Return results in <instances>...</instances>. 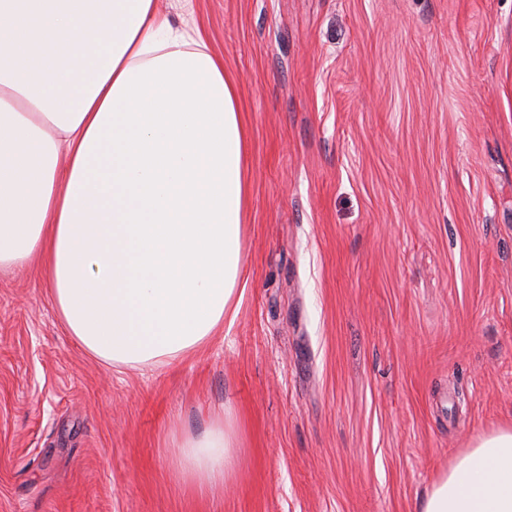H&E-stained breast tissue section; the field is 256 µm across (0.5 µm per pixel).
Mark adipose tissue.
Segmentation results:
<instances>
[{
  "mask_svg": "<svg viewBox=\"0 0 512 512\" xmlns=\"http://www.w3.org/2000/svg\"><path fill=\"white\" fill-rule=\"evenodd\" d=\"M0 269L41 259L70 336L107 365L204 345L240 274L236 85L165 0H0ZM223 422L178 445L226 475ZM420 512H512V427L480 436Z\"/></svg>",
  "mask_w": 512,
  "mask_h": 512,
  "instance_id": "obj_1",
  "label": "adipose tissue"
}]
</instances>
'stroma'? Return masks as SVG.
Returning <instances> with one entry per match:
<instances>
[{"label":"stroma","mask_w":512,"mask_h":512,"mask_svg":"<svg viewBox=\"0 0 512 512\" xmlns=\"http://www.w3.org/2000/svg\"><path fill=\"white\" fill-rule=\"evenodd\" d=\"M238 90L234 320L168 365L0 272V512H419L512 423V0H168ZM224 419L225 481L175 440Z\"/></svg>","instance_id":"obj_1"}]
</instances>
